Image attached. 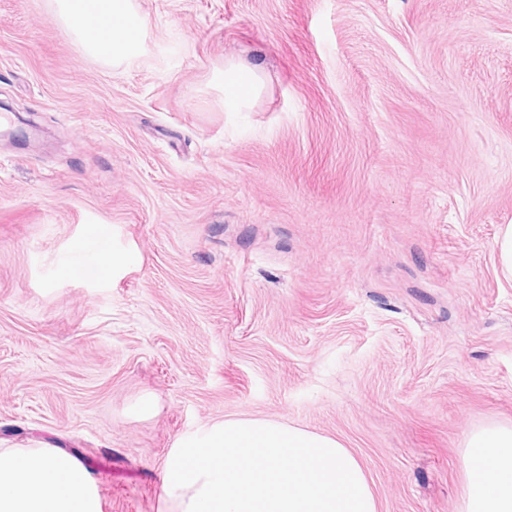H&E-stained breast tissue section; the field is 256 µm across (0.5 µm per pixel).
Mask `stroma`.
I'll return each instance as SVG.
<instances>
[{
  "label": "stroma",
  "mask_w": 512,
  "mask_h": 512,
  "mask_svg": "<svg viewBox=\"0 0 512 512\" xmlns=\"http://www.w3.org/2000/svg\"><path fill=\"white\" fill-rule=\"evenodd\" d=\"M136 8L115 67L0 0V103L35 125L0 137V444L160 512L179 437L283 421L378 512H462L469 433L512 426V0ZM228 60L262 69L249 111ZM93 231L114 266L69 274ZM262 87V76L256 67L234 61L224 63L225 111L245 112ZM503 277L512 280V225L507 224L498 243Z\"/></svg>",
  "instance_id": "35a3bbf8"
}]
</instances>
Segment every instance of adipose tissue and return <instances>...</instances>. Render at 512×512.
I'll list each match as a JSON object with an SVG mask.
<instances>
[{"label":"adipose tissue","instance_id":"adipose-tissue-1","mask_svg":"<svg viewBox=\"0 0 512 512\" xmlns=\"http://www.w3.org/2000/svg\"><path fill=\"white\" fill-rule=\"evenodd\" d=\"M60 20L86 52L118 65L138 48L131 0H56ZM112 24L102 40L89 24ZM263 87L256 67L224 64V109L246 111ZM465 459L463 512H512V426L471 433ZM0 512H102L96 479L71 455L50 447L0 448Z\"/></svg>","mask_w":512,"mask_h":512}]
</instances>
